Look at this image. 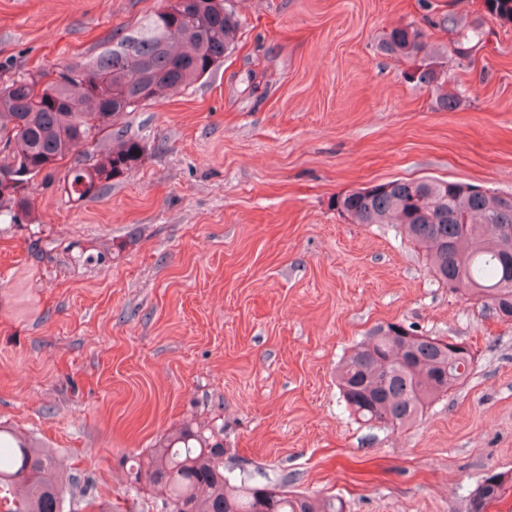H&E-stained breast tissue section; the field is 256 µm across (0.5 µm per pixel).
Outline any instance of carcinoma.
<instances>
[{
	"instance_id": "1",
	"label": "carcinoma",
	"mask_w": 512,
	"mask_h": 512,
	"mask_svg": "<svg viewBox=\"0 0 512 512\" xmlns=\"http://www.w3.org/2000/svg\"><path fill=\"white\" fill-rule=\"evenodd\" d=\"M486 14L512 22V0H483ZM441 24L465 41L479 37V25L453 15ZM240 23L224 0H163L137 25L112 35L94 59L35 71L0 84V205L22 212L27 190L72 145L106 136L111 148L95 162L69 169L66 192L92 198L112 179L136 167L144 146L118 120L162 100L182 86L210 75L233 48ZM384 51L414 61L410 75L434 89L445 109L455 104L438 69L440 51L428 47L413 24L386 35ZM160 88L158 95L151 86ZM336 210L356 224H395L425 252L433 273L467 300L483 301L496 317L512 316V240L501 226L512 225V209L499 206L498 193L474 192L451 181L393 180L336 196ZM470 351L455 348L410 327H377L337 369L347 409L369 424L395 429L413 423L436 398L463 382L472 366ZM146 480L160 512H343L334 497L288 489V479L259 482L251 472L224 465V446L214 434L183 429L151 452ZM80 489L84 508L109 512L90 494V478L65 476L45 448L0 438V512H64L69 492ZM512 482H481L469 512H484L501 501Z\"/></svg>"
}]
</instances>
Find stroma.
<instances>
[{
  "instance_id": "1",
  "label": "stroma",
  "mask_w": 512,
  "mask_h": 512,
  "mask_svg": "<svg viewBox=\"0 0 512 512\" xmlns=\"http://www.w3.org/2000/svg\"><path fill=\"white\" fill-rule=\"evenodd\" d=\"M236 46L210 76L123 116L145 151L98 197L69 199L74 147L0 216V429L92 479L112 512H157L132 462L180 429L226 465L345 512H468L512 470V322L439 283L391 224L336 195L393 180L512 195V23L482 0H225ZM160 0H0V77L82 62ZM449 14L478 22L458 53ZM415 24L448 88L384 53ZM400 322L469 347V377L409 426L350 416L336 366Z\"/></svg>"
}]
</instances>
